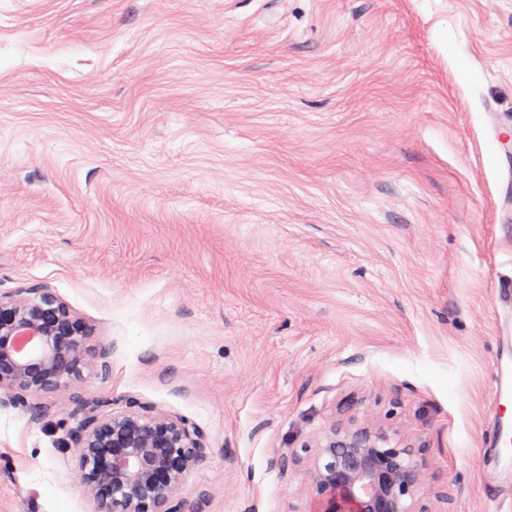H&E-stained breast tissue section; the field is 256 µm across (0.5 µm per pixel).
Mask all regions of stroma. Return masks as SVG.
I'll use <instances>...</instances> for the list:
<instances>
[{"instance_id": "1", "label": "stroma", "mask_w": 512, "mask_h": 512, "mask_svg": "<svg viewBox=\"0 0 512 512\" xmlns=\"http://www.w3.org/2000/svg\"><path fill=\"white\" fill-rule=\"evenodd\" d=\"M512 0H0V293L93 328L0 405V512H94L87 398L188 417L189 512H308L330 425L411 446L429 512L497 508L512 322ZM512 358V342L509 344L508 336H498L497 364L499 371L496 376L494 388V403L498 415L489 432L486 446L492 448L488 457V466L498 469L502 456L508 448L512 447V420L507 415L509 403L512 404V387L509 391L508 378L502 370V362L508 357Z\"/></svg>"}]
</instances>
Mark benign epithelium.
I'll use <instances>...</instances> for the list:
<instances>
[{
  "label": "benign epithelium",
  "instance_id": "benign-epithelium-1",
  "mask_svg": "<svg viewBox=\"0 0 512 512\" xmlns=\"http://www.w3.org/2000/svg\"><path fill=\"white\" fill-rule=\"evenodd\" d=\"M92 329L52 289L0 293V397L14 406L55 394L94 359ZM75 448L94 512H185L181 491L204 456V435L185 416L137 398L104 415L99 401L78 404ZM291 464L304 467L317 512H428L415 449L389 445L372 426L328 427Z\"/></svg>",
  "mask_w": 512,
  "mask_h": 512
}]
</instances>
